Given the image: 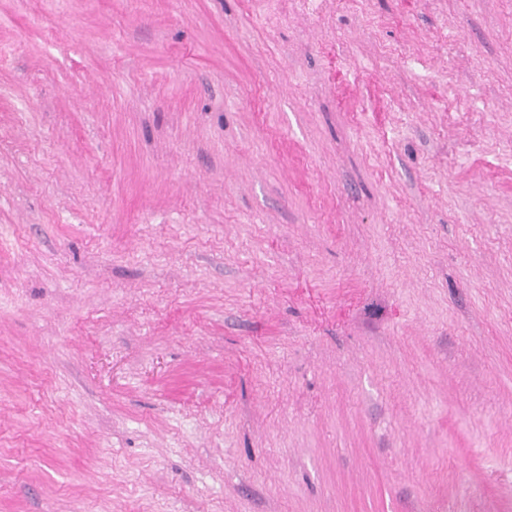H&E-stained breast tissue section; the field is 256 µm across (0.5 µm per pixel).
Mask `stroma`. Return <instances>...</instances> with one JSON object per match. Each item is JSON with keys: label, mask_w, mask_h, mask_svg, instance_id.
<instances>
[{"label": "stroma", "mask_w": 512, "mask_h": 512, "mask_svg": "<svg viewBox=\"0 0 512 512\" xmlns=\"http://www.w3.org/2000/svg\"><path fill=\"white\" fill-rule=\"evenodd\" d=\"M0 512H512V0H0Z\"/></svg>", "instance_id": "stroma-1"}]
</instances>
